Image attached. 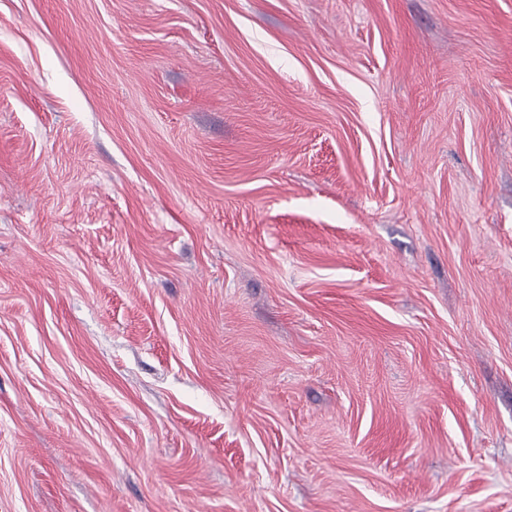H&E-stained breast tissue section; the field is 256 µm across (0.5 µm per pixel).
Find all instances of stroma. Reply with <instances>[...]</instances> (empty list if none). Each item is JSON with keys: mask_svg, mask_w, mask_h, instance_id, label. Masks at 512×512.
Listing matches in <instances>:
<instances>
[{"mask_svg": "<svg viewBox=\"0 0 512 512\" xmlns=\"http://www.w3.org/2000/svg\"><path fill=\"white\" fill-rule=\"evenodd\" d=\"M0 512H512V0H0Z\"/></svg>", "mask_w": 512, "mask_h": 512, "instance_id": "1", "label": "stroma"}]
</instances>
